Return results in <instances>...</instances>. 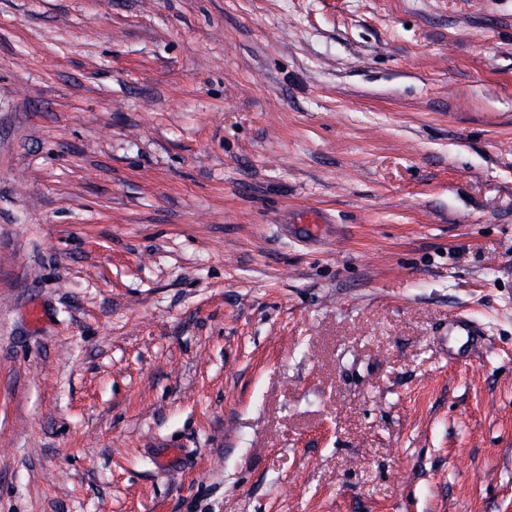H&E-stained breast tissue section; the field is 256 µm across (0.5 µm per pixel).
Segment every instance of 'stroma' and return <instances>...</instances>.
I'll use <instances>...</instances> for the list:
<instances>
[{"mask_svg": "<svg viewBox=\"0 0 512 512\" xmlns=\"http://www.w3.org/2000/svg\"><path fill=\"white\" fill-rule=\"evenodd\" d=\"M0 512H512V0H0ZM448 336H466V342L459 348L450 347L456 355L462 357L474 344L479 342V336H482V334L468 318L456 317L448 322Z\"/></svg>", "mask_w": 512, "mask_h": 512, "instance_id": "35a3bbf8", "label": "stroma"}]
</instances>
